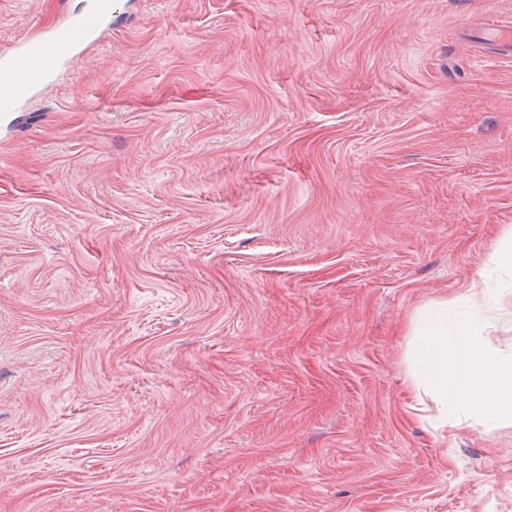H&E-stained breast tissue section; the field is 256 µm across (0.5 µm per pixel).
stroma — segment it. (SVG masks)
<instances>
[{
	"instance_id": "stroma-1",
	"label": "stroma",
	"mask_w": 512,
	"mask_h": 512,
	"mask_svg": "<svg viewBox=\"0 0 512 512\" xmlns=\"http://www.w3.org/2000/svg\"><path fill=\"white\" fill-rule=\"evenodd\" d=\"M112 2L0 113V512H512V421L407 386L512 357V0ZM447 335L448 331L431 326L422 335L426 339L415 347L409 388L417 405L430 398L436 408L434 427L447 431L454 426L448 416L463 404L492 419L512 420V358H500L479 342L471 344L467 358L461 360ZM421 367L431 375H423Z\"/></svg>"
}]
</instances>
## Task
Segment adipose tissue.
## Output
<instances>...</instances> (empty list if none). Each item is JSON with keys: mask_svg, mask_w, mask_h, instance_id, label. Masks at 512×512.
Wrapping results in <instances>:
<instances>
[{"mask_svg": "<svg viewBox=\"0 0 512 512\" xmlns=\"http://www.w3.org/2000/svg\"><path fill=\"white\" fill-rule=\"evenodd\" d=\"M409 388L417 405L432 401L436 428L453 427L452 412L466 404L497 420H512V358L498 357L485 343L471 344L459 358L446 331L431 326L417 345Z\"/></svg>", "mask_w": 512, "mask_h": 512, "instance_id": "1", "label": "adipose tissue"}]
</instances>
